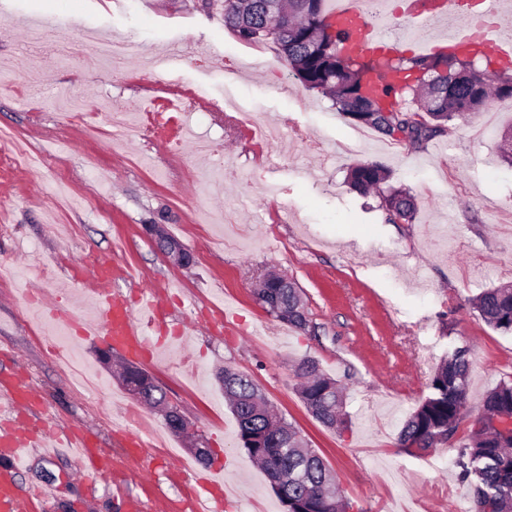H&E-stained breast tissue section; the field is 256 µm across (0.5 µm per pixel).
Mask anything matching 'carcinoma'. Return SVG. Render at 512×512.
I'll return each mask as SVG.
<instances>
[{
    "instance_id": "1",
    "label": "carcinoma",
    "mask_w": 512,
    "mask_h": 512,
    "mask_svg": "<svg viewBox=\"0 0 512 512\" xmlns=\"http://www.w3.org/2000/svg\"><path fill=\"white\" fill-rule=\"evenodd\" d=\"M325 0H283L286 14L272 11L269 0H224V27L242 42H272L291 72L306 87L333 97L339 111L380 134L416 150L447 132L448 122L478 112L493 96L512 97L508 70H478L471 60L442 53L378 58L340 56L349 33L330 21ZM448 65L453 81L437 80ZM390 174L376 164L354 167L348 182L359 192L375 191L391 224H411L415 198L388 184ZM254 296L264 311L298 330L309 317L301 290L280 276L264 278ZM480 318L493 329L512 334V285L489 288L474 300ZM467 349L448 354L434 372L429 395L407 419L398 444L407 451H426L455 440L456 466L472 488L474 506L490 512H512V435L495 423L512 416V380L501 381L486 396L466 436L457 438L466 407ZM304 379L299 396L312 417L325 427L342 424V390L311 358L301 359ZM237 423L239 445L264 472L286 512H349L351 504L336 492L323 458L285 418L271 411L254 381L228 367L217 373Z\"/></svg>"
}]
</instances>
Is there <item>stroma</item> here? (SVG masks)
<instances>
[{"instance_id":"1","label":"stroma","mask_w":512,"mask_h":512,"mask_svg":"<svg viewBox=\"0 0 512 512\" xmlns=\"http://www.w3.org/2000/svg\"><path fill=\"white\" fill-rule=\"evenodd\" d=\"M112 37L126 62L104 71L77 64L64 43ZM193 45L178 66L155 71L152 58ZM86 105L82 122L57 106L58 88ZM130 115L113 130L106 105ZM512 98L491 97L419 150L353 122L332 98L307 88L270 43L246 44L224 26L222 0H0V131L44 161L14 160L0 142V369L16 352L54 419L94 431L128 481L77 486L78 464L34 457L17 477L25 490L50 485V512H122L128 495L147 512L170 500L185 512L181 478L159 465L139 480L133 441L150 435L124 426L132 404L100 354L103 343L74 337L78 358L97 373L92 391L57 362L46 336L55 325L27 316L29 294L53 288L72 321L93 318L87 284L68 283L65 257L111 252L127 270L126 299L153 280L173 283L160 333L172 336L147 370L236 486L237 512H285L261 468L242 448L215 378L229 367L250 375L275 410L331 469L355 512H469L455 447L407 452L398 433L428 393L454 348H468L466 434L487 392L512 379V335L489 327L471 304L484 289L512 284V164L502 137ZM210 142L224 172L200 178L196 152ZM376 163L392 185L415 196L414 223L390 224L375 193L347 182ZM166 225L194 256L171 265L145 227ZM276 270L303 292L311 331L269 316L255 301L258 276ZM225 306L215 320L210 303ZM314 358L344 388V427L315 421L297 394V361Z\"/></svg>"}]
</instances>
